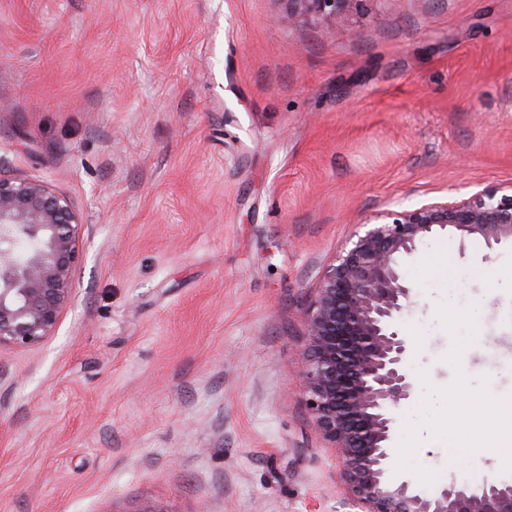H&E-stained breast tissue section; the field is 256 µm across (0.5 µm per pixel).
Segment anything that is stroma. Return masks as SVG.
Listing matches in <instances>:
<instances>
[{
	"label": "stroma",
	"mask_w": 512,
	"mask_h": 512,
	"mask_svg": "<svg viewBox=\"0 0 512 512\" xmlns=\"http://www.w3.org/2000/svg\"><path fill=\"white\" fill-rule=\"evenodd\" d=\"M288 6L0 0V174L69 197L87 251L57 334L0 349V512H356L305 315L369 215L512 182V0H355L332 35ZM405 267L395 467L510 484L512 243Z\"/></svg>",
	"instance_id": "obj_1"
}]
</instances>
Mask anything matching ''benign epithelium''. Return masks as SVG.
<instances>
[{
	"label": "benign epithelium",
	"instance_id": "benign-epithelium-1",
	"mask_svg": "<svg viewBox=\"0 0 512 512\" xmlns=\"http://www.w3.org/2000/svg\"><path fill=\"white\" fill-rule=\"evenodd\" d=\"M329 31L355 0H291ZM84 224L71 200L46 184L0 176V348H37L54 336L85 259ZM324 269L307 315V405L316 426L342 459V478L363 512H512V484L451 481L418 488L393 476L390 443L398 409L413 393L406 339L398 323L413 288L404 262L440 233L465 249L479 238L492 251L512 242V182L466 198H436L410 208L386 209L362 222ZM37 242L25 262L9 244Z\"/></svg>",
	"mask_w": 512,
	"mask_h": 512
}]
</instances>
